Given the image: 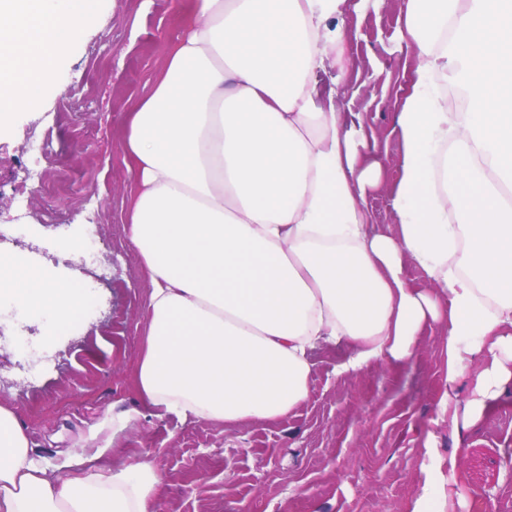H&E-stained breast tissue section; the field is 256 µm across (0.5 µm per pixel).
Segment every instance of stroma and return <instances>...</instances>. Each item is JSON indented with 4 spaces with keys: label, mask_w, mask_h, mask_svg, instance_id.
Returning a JSON list of instances; mask_svg holds the SVG:
<instances>
[{
    "label": "stroma",
    "mask_w": 512,
    "mask_h": 512,
    "mask_svg": "<svg viewBox=\"0 0 512 512\" xmlns=\"http://www.w3.org/2000/svg\"><path fill=\"white\" fill-rule=\"evenodd\" d=\"M405 4L349 13L359 36L346 70L327 66L339 78L340 111L363 113L390 181L401 163V72L413 60L394 42ZM178 28L173 0H98L62 53L43 111L16 112L0 136V224L19 227L0 255L21 256L47 283L76 281L87 313L57 330L48 313L0 296V404L25 427L34 458L60 478L71 474V455L108 445L121 450L114 467L152 460L166 479L159 512H408L429 443L443 456L458 449L487 512H512V386L475 425L451 433L438 419L445 338L437 328L399 370L374 364L339 375L335 356L320 357L308 397L274 423L228 427L142 410L134 380L148 280L129 241L132 184L122 153L128 113L161 75ZM46 134L48 154L33 163L29 138ZM62 169L76 177L72 190L17 196L32 173L49 182ZM93 213L99 260L89 266L71 247ZM117 414L126 426L116 434Z\"/></svg>",
    "instance_id": "1"
}]
</instances>
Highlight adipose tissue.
I'll use <instances>...</instances> for the list:
<instances>
[{"label": "adipose tissue", "mask_w": 512, "mask_h": 512, "mask_svg": "<svg viewBox=\"0 0 512 512\" xmlns=\"http://www.w3.org/2000/svg\"><path fill=\"white\" fill-rule=\"evenodd\" d=\"M95 0H0V133L39 112L61 49ZM346 0H188L164 73L129 112V239L149 281L135 388L155 416L273 422L304 401L314 355L340 373L409 364L445 334L439 415L476 423L512 383V0H407L415 55L397 115L390 187L398 230H368L383 163L361 113L320 76L345 66ZM464 92L452 109L439 82ZM420 269L430 285L407 277ZM0 291L55 326L78 321L73 283L42 285L0 258ZM57 480L0 405V512H158L151 462L78 456ZM409 512H471L456 450L426 448Z\"/></svg>", "instance_id": "ef3b65f1"}]
</instances>
